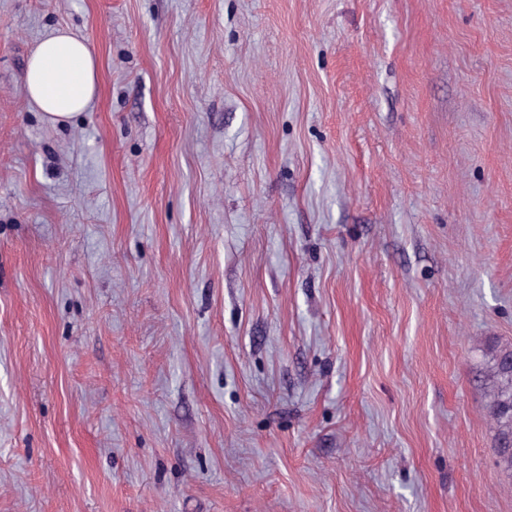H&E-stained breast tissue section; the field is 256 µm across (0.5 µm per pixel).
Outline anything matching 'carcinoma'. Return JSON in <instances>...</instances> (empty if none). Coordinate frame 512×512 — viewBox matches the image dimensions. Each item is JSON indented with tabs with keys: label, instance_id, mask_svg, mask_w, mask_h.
<instances>
[{
	"label": "carcinoma",
	"instance_id": "cac0c4a2",
	"mask_svg": "<svg viewBox=\"0 0 512 512\" xmlns=\"http://www.w3.org/2000/svg\"><path fill=\"white\" fill-rule=\"evenodd\" d=\"M494 385L487 410L497 425L498 463L512 471V347H492L490 366Z\"/></svg>",
	"mask_w": 512,
	"mask_h": 512
}]
</instances>
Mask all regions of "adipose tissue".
<instances>
[{"label":"adipose tissue","instance_id":"ef3b65f1","mask_svg":"<svg viewBox=\"0 0 512 512\" xmlns=\"http://www.w3.org/2000/svg\"><path fill=\"white\" fill-rule=\"evenodd\" d=\"M25 91L51 122L85 111L97 92V64L88 42L59 29L35 44L25 68Z\"/></svg>","mask_w":512,"mask_h":512}]
</instances>
